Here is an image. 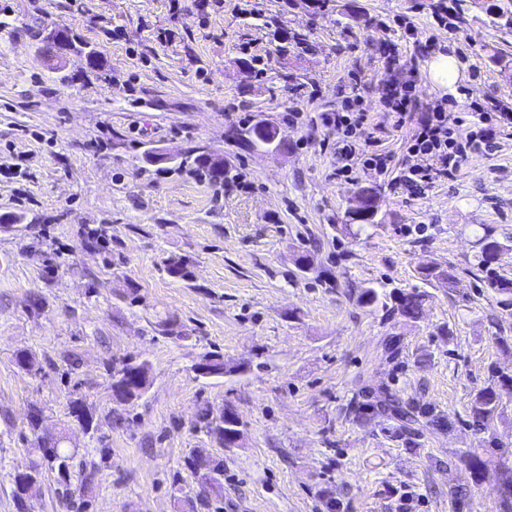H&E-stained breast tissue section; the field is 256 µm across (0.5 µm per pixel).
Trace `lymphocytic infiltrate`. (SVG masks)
I'll return each mask as SVG.
<instances>
[{"label": "lymphocytic infiltrate", "instance_id": "f902f5d3", "mask_svg": "<svg viewBox=\"0 0 512 512\" xmlns=\"http://www.w3.org/2000/svg\"><path fill=\"white\" fill-rule=\"evenodd\" d=\"M397 126H410L405 142L406 161L394 166L392 155L379 149L378 125L368 113L346 105L339 112L319 115L322 127L336 138V171L344 179H353L367 169L391 175L394 183L411 193L422 192L439 179L454 176L461 163L474 154H492L498 148L497 136L512 129V109L493 100L475 107L471 118L448 112L436 104L422 115L409 112L408 86L392 89Z\"/></svg>", "mask_w": 512, "mask_h": 512}]
</instances>
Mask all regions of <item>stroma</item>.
Wrapping results in <instances>:
<instances>
[{
    "instance_id": "obj_1",
    "label": "stroma",
    "mask_w": 512,
    "mask_h": 512,
    "mask_svg": "<svg viewBox=\"0 0 512 512\" xmlns=\"http://www.w3.org/2000/svg\"><path fill=\"white\" fill-rule=\"evenodd\" d=\"M447 2L444 27L437 0H0V512H60L49 469L15 502L35 407L44 432L99 466L94 484L71 476L86 512H500L465 454L488 449L512 469V390L500 388L488 429L469 417L492 370L512 375V307L476 267L483 226L512 245V131L414 195L372 170L337 178L318 121L358 85L400 164L409 130L391 115L392 84L411 82L418 112L512 106L501 16L512 0ZM51 29L79 34L99 70L46 59ZM285 33L312 51L282 48ZM438 52L465 65L463 95L432 87ZM287 112L306 119L288 126ZM254 123L287 150L244 140ZM192 148L250 188L182 168ZM155 152L167 161L151 162ZM364 189L378 212L351 234ZM93 228L104 242H88ZM170 253L190 258V279L162 272ZM425 266L452 269L454 282L424 281ZM365 287L426 290L423 319L361 307ZM22 350L41 374L17 365ZM211 351L223 375L197 376ZM128 358L149 363L150 382L119 404L107 367ZM380 389L440 424L411 448L383 418L347 415L356 394ZM75 397L95 430L70 417ZM206 403L236 412L237 447L200 431ZM193 448L223 459L222 501L185 467Z\"/></svg>"
}]
</instances>
